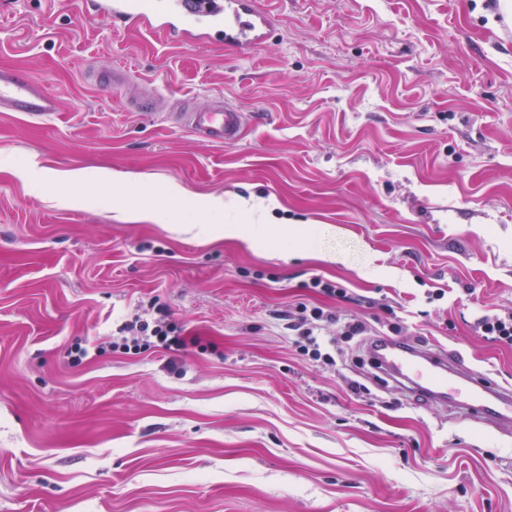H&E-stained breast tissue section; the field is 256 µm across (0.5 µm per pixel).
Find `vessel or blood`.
<instances>
[{
  "label": "vessel or blood",
  "mask_w": 512,
  "mask_h": 512,
  "mask_svg": "<svg viewBox=\"0 0 512 512\" xmlns=\"http://www.w3.org/2000/svg\"><path fill=\"white\" fill-rule=\"evenodd\" d=\"M86 7L116 28L143 29L179 44L220 39L239 55L267 46L275 33L274 7L261 6L258 0H87ZM132 106L138 112L167 115L196 139L219 145L239 139L247 121L246 113L220 96L185 106L171 104L168 96L153 91L137 97ZM59 110L58 97L40 80L18 68L0 67V112H20L42 121ZM369 354L402 388L448 404L470 423L512 430V387L491 384L485 375L464 366L460 353L386 336Z\"/></svg>",
  "instance_id": "obj_1"
}]
</instances>
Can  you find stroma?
<instances>
[{
	"instance_id": "1",
	"label": "stroma",
	"mask_w": 512,
	"mask_h": 512,
	"mask_svg": "<svg viewBox=\"0 0 512 512\" xmlns=\"http://www.w3.org/2000/svg\"><path fill=\"white\" fill-rule=\"evenodd\" d=\"M277 9L274 45L234 56L80 0H0V66L62 102L40 122L0 112V512H512V432L352 358L305 359L279 318L357 316L512 386V348L476 327L512 311V24L499 0ZM116 65L254 119L197 141L98 92L90 70ZM172 184L185 224L213 196L273 206L206 214L239 238L176 236ZM160 307L184 349L110 348Z\"/></svg>"
}]
</instances>
